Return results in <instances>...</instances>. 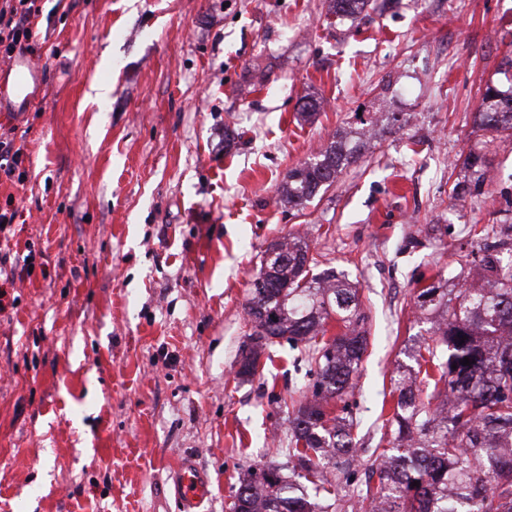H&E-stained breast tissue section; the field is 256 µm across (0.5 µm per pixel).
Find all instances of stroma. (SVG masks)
<instances>
[{"instance_id":"obj_1","label":"stroma","mask_w":512,"mask_h":512,"mask_svg":"<svg viewBox=\"0 0 512 512\" xmlns=\"http://www.w3.org/2000/svg\"><path fill=\"white\" fill-rule=\"evenodd\" d=\"M39 5L43 90L0 108L28 156L25 184L0 185L19 209L10 247L47 267L0 311V512H181L188 457L209 484L199 512H229L241 473L287 465L305 380L286 340L255 376L236 371L250 282L291 233L357 282L369 316L348 397L355 495L425 330L417 291L457 268L471 225L512 224V140L488 149L482 194L451 195L487 138L482 91L512 86V0H392L353 21L330 0ZM376 115L328 190L280 203L291 169Z\"/></svg>"}]
</instances>
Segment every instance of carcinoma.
I'll return each mask as SVG.
<instances>
[{
    "instance_id": "carcinoma-1",
    "label": "carcinoma",
    "mask_w": 512,
    "mask_h": 512,
    "mask_svg": "<svg viewBox=\"0 0 512 512\" xmlns=\"http://www.w3.org/2000/svg\"><path fill=\"white\" fill-rule=\"evenodd\" d=\"M371 2L332 0L333 12L353 19ZM473 122L512 138V89L486 85ZM363 137V130L336 133L322 158L288 172L281 198L306 207L356 161ZM463 168L468 190L488 178L480 149H469ZM473 234L477 248L462 255L460 273L448 271L416 296V313L431 327L410 358L433 392L424 402L412 388L396 387L382 434L392 447L379 453L377 483L359 491L358 512H512V224ZM247 314L250 344L238 374L255 375L265 347L284 339L307 355L310 396L289 420L288 477L275 467L247 473L230 512H328L340 483L324 461L348 483L359 452L347 402L369 344L358 289L342 272L318 270L309 244L289 236L266 249ZM331 318L341 333L327 339Z\"/></svg>"
}]
</instances>
